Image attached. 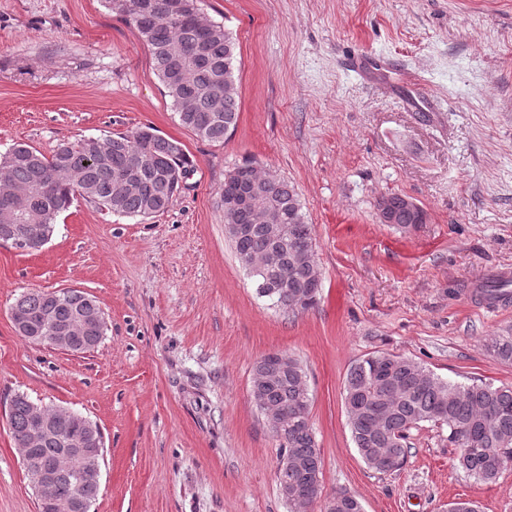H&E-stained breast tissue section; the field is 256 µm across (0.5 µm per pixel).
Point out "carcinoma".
Here are the masks:
<instances>
[{"instance_id":"1","label":"carcinoma","mask_w":512,"mask_h":512,"mask_svg":"<svg viewBox=\"0 0 512 512\" xmlns=\"http://www.w3.org/2000/svg\"><path fill=\"white\" fill-rule=\"evenodd\" d=\"M108 9L133 26L147 45L154 69L171 98L172 108L182 126L211 143L227 139L224 125L237 126L240 95L224 96V84H237V42L233 33L218 22L202 34L193 13L204 11L203 0H189V8L164 21L153 17V6L165 0H126L138 10L124 17L115 0H104ZM134 144L143 145L144 159L137 168L138 187L125 190L121 181ZM105 152L107 164L95 161ZM191 160L183 145L156 133L150 126L131 134L108 135L60 145L46 156L26 144H17L0 157V215L11 206L15 224H43L45 234L54 232L59 215L81 197L113 214L151 217L165 211L179 189V176L189 171ZM235 178L224 181V223L244 224L247 231L237 236L229 228L236 256L244 268L269 251L279 263L251 271L258 282L288 280L268 299L290 311H305L315 305L319 285L315 283L312 227L293 184L271 172L259 171L250 161L234 170ZM248 180L267 184L266 193L255 197L249 209L229 207L236 184ZM394 216L395 225L409 229L419 223L398 194L381 200ZM267 209L282 216L278 237L270 236L266 225L255 220L254 210ZM509 281L495 278L484 282L480 297L495 303L509 296ZM56 316L63 326L74 325L89 314L101 313L95 297L69 289L62 293L34 291L21 295L12 306V320L19 335L39 344L32 323L42 312ZM105 327L77 337L80 351L98 345ZM491 349L506 362L512 361V327L492 337ZM252 393L258 407L278 406L288 410V432L279 442L282 456L277 480L279 488L305 486L323 481L321 451L310 423L311 397L306 374L298 359L288 357V369L281 370L270 358L254 365ZM344 404L355 447L372 471L386 474L402 469L410 453L413 428L427 422L447 429L448 442L470 452L458 453L457 465L469 476L494 483L512 462V387L483 383H451L435 377L420 363L386 352H375L354 364L344 384ZM35 404L25 394L10 402L9 420L14 440L25 436ZM101 484L91 480L76 485L68 477L57 486L50 501H40V512H63L61 505L76 496L93 504Z\"/></svg>"}]
</instances>
